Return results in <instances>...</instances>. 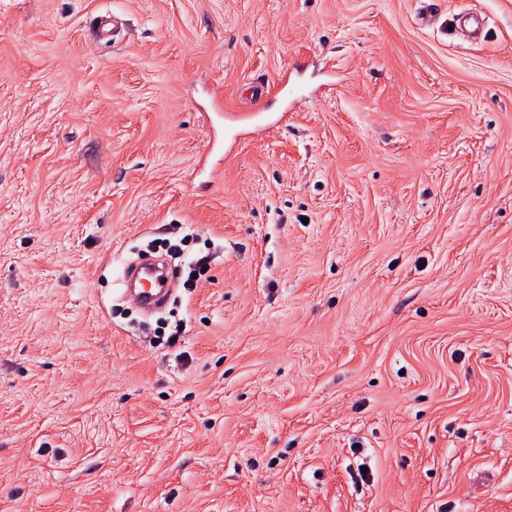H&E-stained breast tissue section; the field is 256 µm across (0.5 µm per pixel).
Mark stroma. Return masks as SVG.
<instances>
[{
    "label": "stroma",
    "mask_w": 512,
    "mask_h": 512,
    "mask_svg": "<svg viewBox=\"0 0 512 512\" xmlns=\"http://www.w3.org/2000/svg\"><path fill=\"white\" fill-rule=\"evenodd\" d=\"M0 512H512V0H0ZM254 107L247 112H225L224 122L233 125L239 131L236 136L254 133L262 129L259 121L264 117V99L267 96V85L256 82L250 88Z\"/></svg>",
    "instance_id": "obj_1"
}]
</instances>
